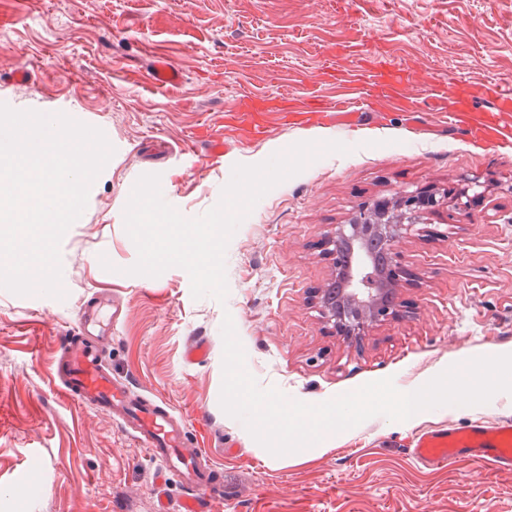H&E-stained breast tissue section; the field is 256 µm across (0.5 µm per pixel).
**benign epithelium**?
Returning a JSON list of instances; mask_svg holds the SVG:
<instances>
[{"label": "benign epithelium", "mask_w": 512, "mask_h": 512, "mask_svg": "<svg viewBox=\"0 0 512 512\" xmlns=\"http://www.w3.org/2000/svg\"><path fill=\"white\" fill-rule=\"evenodd\" d=\"M482 182L474 177L455 196L456 208L472 207L482 197ZM445 203V198L424 195L414 190H404L399 197L386 204H376L374 208L391 213L401 212V219L386 224H359L352 221L338 224L332 235V244H345L351 253V262L336 266L337 290L324 304L323 314L334 323L336 330L344 336L356 338L374 324L394 314V307L387 304L391 287L400 281L402 268L394 244L420 221L425 214ZM377 238L388 253L384 267L375 266L366 250V242Z\"/></svg>", "instance_id": "1"}]
</instances>
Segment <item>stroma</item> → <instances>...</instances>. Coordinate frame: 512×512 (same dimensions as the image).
Returning <instances> with one entry per match:
<instances>
[{
  "mask_svg": "<svg viewBox=\"0 0 512 512\" xmlns=\"http://www.w3.org/2000/svg\"><path fill=\"white\" fill-rule=\"evenodd\" d=\"M1 10L16 22L0 30V103L83 123L96 115L114 153L62 238L65 297L0 288V512H156L145 449L51 390V363L98 289L125 311L104 349L113 375L188 417L223 472L215 512H512V471L479 475L459 463L429 472L409 454L418 431L512 415V394L411 422L378 415L303 463L264 456L220 407L227 314L259 387L310 404L389 376L402 390L511 354L512 144L485 149L395 109L354 129L278 127L220 163L196 135L244 91L331 94L318 75L342 43L457 81L512 82V0H0ZM155 53L185 74L176 96L145 80ZM18 68L31 70V83L8 86ZM302 141L349 151L323 155L260 199L228 244L225 303L194 299L179 267L129 274L137 249L124 209L141 175H159L164 200L196 218L219 202L234 165ZM473 176L484 184L480 205L441 207L397 242L407 271L399 315L360 340L339 336L319 302L333 270L326 236L361 203L406 189L440 195ZM194 340L208 343L205 360L186 359Z\"/></svg>",
  "mask_w": 512,
  "mask_h": 512,
  "instance_id": "stroma-1",
  "label": "stroma"
}]
</instances>
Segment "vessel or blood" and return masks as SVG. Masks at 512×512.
<instances>
[{
	"label": "vessel or blood",
	"instance_id": "vessel-or-blood-1",
	"mask_svg": "<svg viewBox=\"0 0 512 512\" xmlns=\"http://www.w3.org/2000/svg\"><path fill=\"white\" fill-rule=\"evenodd\" d=\"M344 94L327 98L311 93L269 98L253 93L237 96L224 112L223 126L210 136V153L223 157L228 138L239 142L261 140L278 125L306 127L327 122L355 126L357 106L371 105L378 113L407 109L417 103L438 112L448 126L462 130L475 144L497 145L512 141V84L447 82L421 76L409 66L359 67L346 64L337 74ZM149 86L173 91L183 82L182 71L159 56L148 74ZM487 110H476L480 101ZM105 299L92 294L78 309V333L52 369V390L79 407L108 414L145 448L156 465L155 484L178 476L190 494L181 512H211L221 496L222 474L205 463L200 442L186 418L175 417L170 405L153 395H132L127 379L114 376L100 346L106 340L104 322L114 319ZM411 456L427 470L468 462L497 471L512 470V419L488 420L479 416L464 425L416 434Z\"/></svg>",
	"mask_w": 512,
	"mask_h": 512
}]
</instances>
